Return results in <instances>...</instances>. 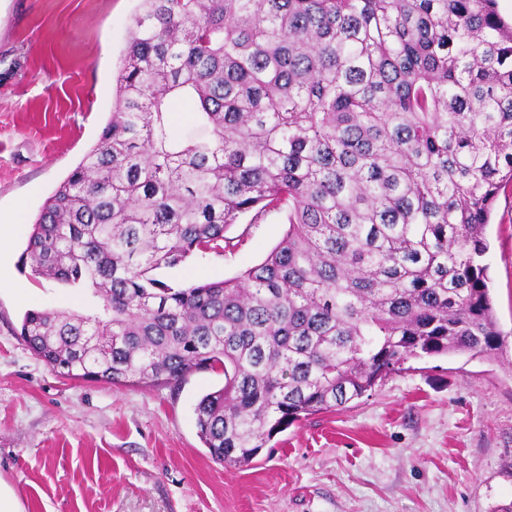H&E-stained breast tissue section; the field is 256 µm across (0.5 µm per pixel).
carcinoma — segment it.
Instances as JSON below:
<instances>
[{"label":"carcinoma","mask_w":512,"mask_h":512,"mask_svg":"<svg viewBox=\"0 0 512 512\" xmlns=\"http://www.w3.org/2000/svg\"><path fill=\"white\" fill-rule=\"evenodd\" d=\"M176 99L196 103L179 130ZM509 184L496 0H140L112 116L25 250L100 309L29 310L19 336L58 375L114 387L222 370L197 434L247 468L410 358L498 356L485 230ZM282 210L281 240L236 277H160Z\"/></svg>","instance_id":"carcinoma-1"}]
</instances>
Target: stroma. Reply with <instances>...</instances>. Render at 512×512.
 I'll return each mask as SVG.
<instances>
[{"mask_svg": "<svg viewBox=\"0 0 512 512\" xmlns=\"http://www.w3.org/2000/svg\"><path fill=\"white\" fill-rule=\"evenodd\" d=\"M140 0H0V480L24 512H500L512 505V186L486 229L495 360L409 359L363 398L279 433L251 467L212 460L195 406L218 371L178 388L61 377L26 347L31 309L96 310L88 293L33 277L21 256L46 199L95 145ZM283 213L242 217L232 255L167 270L189 285L260 263Z\"/></svg>", "mask_w": 512, "mask_h": 512, "instance_id": "35a3bbf8", "label": "stroma"}]
</instances>
